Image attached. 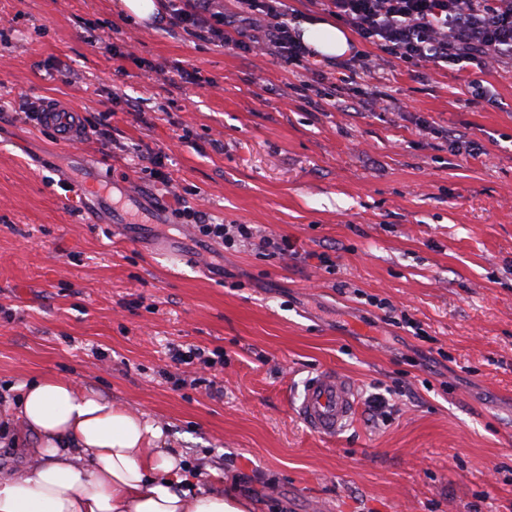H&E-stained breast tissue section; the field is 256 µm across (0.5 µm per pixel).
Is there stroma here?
<instances>
[{"label":"stroma","mask_w":512,"mask_h":512,"mask_svg":"<svg viewBox=\"0 0 512 512\" xmlns=\"http://www.w3.org/2000/svg\"><path fill=\"white\" fill-rule=\"evenodd\" d=\"M113 2L0 0V404L67 379L161 423L193 485L249 512H512V62L419 75L353 33L402 104L357 112L359 68ZM53 103L111 113V141L63 147L30 117ZM160 149L163 181L142 161ZM92 166L134 203L129 238L76 192ZM186 206L253 236L202 237ZM270 234L293 253L266 255ZM322 369L357 395L333 438L295 415ZM157 1L117 0L115 8L123 16H130L143 24H152L158 22L161 16L160 5Z\"/></svg>","instance_id":"1"}]
</instances>
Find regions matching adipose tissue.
<instances>
[{"label": "adipose tissue", "instance_id": "obj_1", "mask_svg": "<svg viewBox=\"0 0 512 512\" xmlns=\"http://www.w3.org/2000/svg\"><path fill=\"white\" fill-rule=\"evenodd\" d=\"M318 55L349 49L324 21L300 26ZM20 426L38 438L29 463L0 473V512H245L234 496L192 492L180 460L160 448V426L60 378L24 386Z\"/></svg>", "mask_w": 512, "mask_h": 512}]
</instances>
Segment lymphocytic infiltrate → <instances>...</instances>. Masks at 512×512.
I'll list each match as a JSON object with an SVG mask.
<instances>
[{"label": "lymphocytic infiltrate", "instance_id": "f902f5d3", "mask_svg": "<svg viewBox=\"0 0 512 512\" xmlns=\"http://www.w3.org/2000/svg\"><path fill=\"white\" fill-rule=\"evenodd\" d=\"M234 14L214 0L170 7L171 26L234 46L244 53L271 47L286 65H302L310 50L291 23L286 0H237ZM328 13L366 42L414 66L477 64L495 69L512 60V0H321Z\"/></svg>", "mask_w": 512, "mask_h": 512}]
</instances>
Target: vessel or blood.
Returning a JSON list of instances; mask_svg holds the SVG:
<instances>
[{"label": "vessel or blood", "instance_id": "vessel-or-blood-1", "mask_svg": "<svg viewBox=\"0 0 512 512\" xmlns=\"http://www.w3.org/2000/svg\"><path fill=\"white\" fill-rule=\"evenodd\" d=\"M42 122L59 129L63 144L79 143L81 135L74 112L51 106L43 112ZM355 409L356 396L350 381L336 371L326 369L307 382L296 413L309 430L331 438L340 432Z\"/></svg>", "mask_w": 512, "mask_h": 512}]
</instances>
